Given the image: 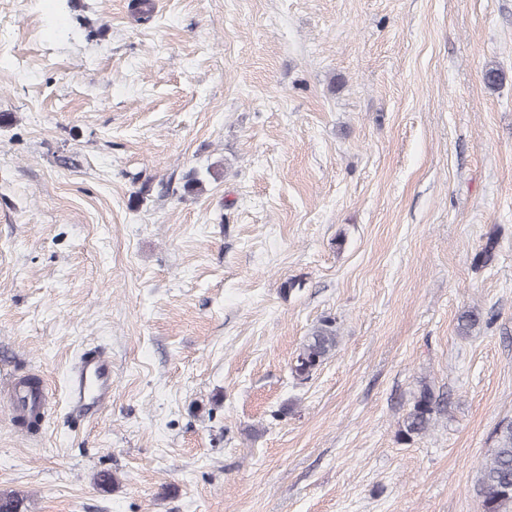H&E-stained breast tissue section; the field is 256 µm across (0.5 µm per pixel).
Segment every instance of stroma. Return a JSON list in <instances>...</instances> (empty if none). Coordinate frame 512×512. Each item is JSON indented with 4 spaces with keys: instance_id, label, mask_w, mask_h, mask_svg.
<instances>
[{
    "instance_id": "1",
    "label": "stroma",
    "mask_w": 512,
    "mask_h": 512,
    "mask_svg": "<svg viewBox=\"0 0 512 512\" xmlns=\"http://www.w3.org/2000/svg\"><path fill=\"white\" fill-rule=\"evenodd\" d=\"M129 3L0 0V375L50 400L30 431L0 387V490L482 512L512 422V0ZM324 316L339 348L294 379ZM93 349L112 402L82 418L66 376ZM424 384L446 408L400 441Z\"/></svg>"
}]
</instances>
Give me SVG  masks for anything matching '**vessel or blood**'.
I'll return each mask as SVG.
<instances>
[{
    "instance_id": "vessel-or-blood-1",
    "label": "vessel or blood",
    "mask_w": 512,
    "mask_h": 512,
    "mask_svg": "<svg viewBox=\"0 0 512 512\" xmlns=\"http://www.w3.org/2000/svg\"><path fill=\"white\" fill-rule=\"evenodd\" d=\"M68 402L72 410L87 413L112 402V363L96 352L83 353L67 378Z\"/></svg>"
}]
</instances>
